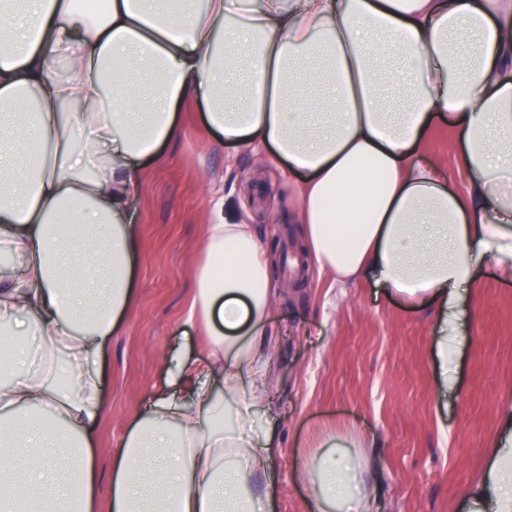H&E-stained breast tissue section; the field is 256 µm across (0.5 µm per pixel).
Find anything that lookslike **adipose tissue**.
I'll use <instances>...</instances> for the list:
<instances>
[{
  "label": "adipose tissue",
  "instance_id": "obj_1",
  "mask_svg": "<svg viewBox=\"0 0 512 512\" xmlns=\"http://www.w3.org/2000/svg\"><path fill=\"white\" fill-rule=\"evenodd\" d=\"M202 104L205 127L275 161L297 199L309 266L375 281L435 318L439 391L465 338L461 301L488 251L512 280V0H0V512H71L97 491V359L136 293L142 167ZM468 177L457 190L422 147L435 120ZM185 322L201 356L136 413L112 456L111 512H274L270 406L278 290L252 225L216 202ZM71 375L56 386L47 354ZM189 387L182 403L171 386ZM366 464H304L312 512H334ZM462 512H512V404Z\"/></svg>",
  "mask_w": 512,
  "mask_h": 512
}]
</instances>
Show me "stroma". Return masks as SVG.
<instances>
[{
  "mask_svg": "<svg viewBox=\"0 0 512 512\" xmlns=\"http://www.w3.org/2000/svg\"><path fill=\"white\" fill-rule=\"evenodd\" d=\"M203 123L202 107L180 108L177 137L146 162L130 204L128 220L139 228L137 289L100 359L104 452L96 466L103 479L128 418L168 378L165 358L203 350L184 317L214 189H223L233 216L256 226L266 249L294 235L295 203L279 167L251 149L225 147ZM455 137L453 126L438 123L425 150L462 188ZM494 267V259L484 260L468 292L462 383L445 395L435 386L430 312L387 298L371 283L339 294L314 271L286 279L271 313L283 332L272 369L279 406L271 422L251 425L257 433L273 428L282 441L270 469L277 512H310L311 491L298 478L305 461L361 450L376 462L359 483L378 512H456L512 399V283L500 282Z\"/></svg>",
  "mask_w": 512,
  "mask_h": 512,
  "instance_id": "1",
  "label": "stroma"
}]
</instances>
